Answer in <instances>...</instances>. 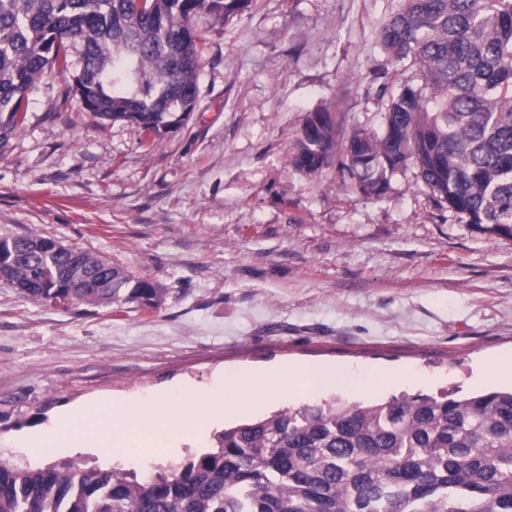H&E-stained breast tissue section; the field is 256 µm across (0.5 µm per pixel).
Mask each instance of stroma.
Instances as JSON below:
<instances>
[{"label":"stroma","mask_w":512,"mask_h":512,"mask_svg":"<svg viewBox=\"0 0 512 512\" xmlns=\"http://www.w3.org/2000/svg\"><path fill=\"white\" fill-rule=\"evenodd\" d=\"M400 0H251L229 22L193 20L199 103L153 142L100 121L65 79L28 93L25 125L0 152V237L42 235L160 284L157 309L56 307L0 287V459L138 475L202 451L104 460L35 455L21 437L69 405L201 388L223 370L321 361L353 377L347 405L512 383L491 362L512 350V240L439 209L414 168L384 195L346 189L336 166L309 178L291 157L309 114L341 137L380 130L370 85L401 69L379 30ZM379 369L393 388L363 384Z\"/></svg>","instance_id":"obj_1"}]
</instances>
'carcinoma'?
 <instances>
[{
  "instance_id": "carcinoma-1",
  "label": "carcinoma",
  "mask_w": 512,
  "mask_h": 512,
  "mask_svg": "<svg viewBox=\"0 0 512 512\" xmlns=\"http://www.w3.org/2000/svg\"><path fill=\"white\" fill-rule=\"evenodd\" d=\"M250 0H0V149L25 123L47 74L76 77L101 120L159 137L194 111L202 11L224 22ZM410 75L388 98L381 131L337 139L310 113L292 164L381 196L409 166L435 204L512 240V0H400L380 31ZM11 288L54 306L147 311L161 288L112 267V287L77 281L102 259L0 238ZM0 512H512V391L393 396L301 405L212 436L210 450L139 478L75 464L0 466Z\"/></svg>"
}]
</instances>
